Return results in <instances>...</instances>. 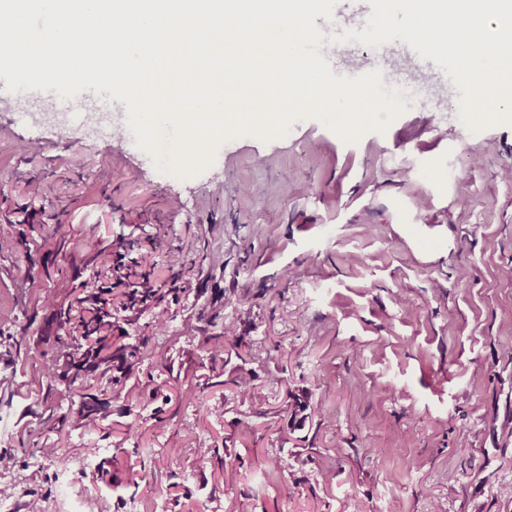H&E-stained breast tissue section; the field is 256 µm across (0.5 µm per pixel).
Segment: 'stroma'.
<instances>
[{
    "instance_id": "obj_1",
    "label": "stroma",
    "mask_w": 512,
    "mask_h": 512,
    "mask_svg": "<svg viewBox=\"0 0 512 512\" xmlns=\"http://www.w3.org/2000/svg\"><path fill=\"white\" fill-rule=\"evenodd\" d=\"M401 58L407 109L385 132L347 143L307 118L187 179L155 170L121 106L107 129L84 102L0 100L13 512H234L244 495L254 512H512V124L470 131L444 70L424 60L421 84ZM120 276L155 296L129 307ZM106 285L113 338L149 348L95 381L108 414L89 430L61 347L82 345L81 299ZM232 319L247 394L204 353Z\"/></svg>"
}]
</instances>
